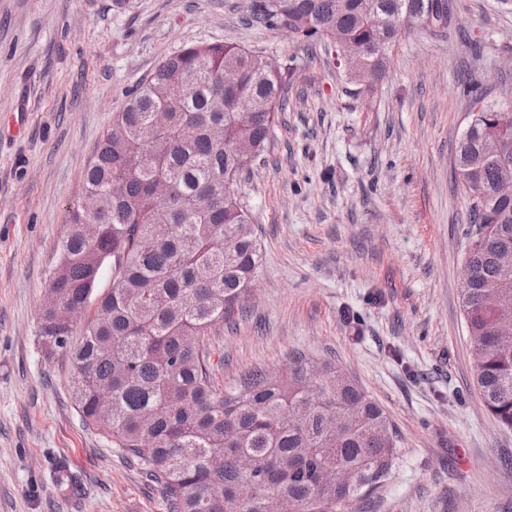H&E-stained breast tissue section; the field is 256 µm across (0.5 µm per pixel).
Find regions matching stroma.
I'll return each mask as SVG.
<instances>
[{
  "label": "stroma",
  "mask_w": 512,
  "mask_h": 512,
  "mask_svg": "<svg viewBox=\"0 0 512 512\" xmlns=\"http://www.w3.org/2000/svg\"><path fill=\"white\" fill-rule=\"evenodd\" d=\"M250 0H0V512H167L165 497L69 395L40 337L83 172L136 82L189 43L288 66V109L239 195L263 262L247 313L211 336L220 388L290 355L330 362L399 433L390 471L353 512H512V430L485 410L459 287L468 197L454 174L465 86L512 100V0H448L383 81L256 25ZM82 492L56 485L55 465Z\"/></svg>",
  "instance_id": "stroma-1"
}]
</instances>
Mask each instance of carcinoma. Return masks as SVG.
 I'll return each mask as SVG.
<instances>
[{
  "instance_id": "1",
  "label": "carcinoma",
  "mask_w": 512,
  "mask_h": 512,
  "mask_svg": "<svg viewBox=\"0 0 512 512\" xmlns=\"http://www.w3.org/2000/svg\"><path fill=\"white\" fill-rule=\"evenodd\" d=\"M253 21L296 29L337 52L367 49L360 82L385 77L402 33L448 27L447 0H252ZM291 72L234 44L186 45L166 57L112 116L69 212L46 292L41 337L70 363L82 421L159 485L168 512H349L387 474L397 431L382 407L331 363L304 355L240 386L217 387L207 338L244 316L263 260L238 183L265 153ZM454 172L477 226L460 284L468 334L481 353L484 407L512 428V346L496 334L512 310V118L471 98ZM112 265V287L98 293ZM87 314L80 338L69 311ZM107 392L112 410H98ZM367 473L357 489L320 485L322 469ZM57 483L77 492L66 464Z\"/></svg>"
}]
</instances>
